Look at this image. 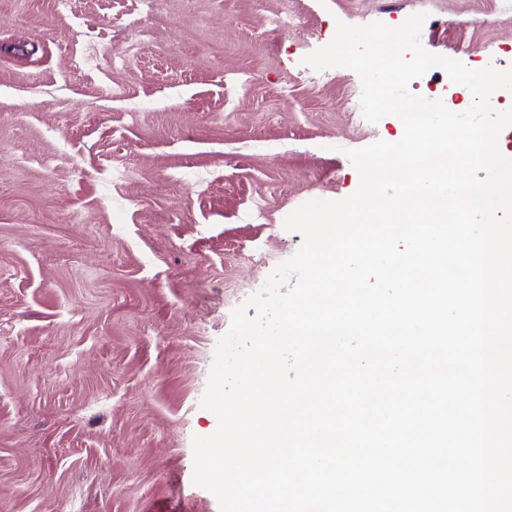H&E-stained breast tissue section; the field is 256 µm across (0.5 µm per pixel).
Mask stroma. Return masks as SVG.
I'll return each instance as SVG.
<instances>
[{"label": "stroma", "mask_w": 512, "mask_h": 512, "mask_svg": "<svg viewBox=\"0 0 512 512\" xmlns=\"http://www.w3.org/2000/svg\"><path fill=\"white\" fill-rule=\"evenodd\" d=\"M418 12L429 52L512 66V0H0V512H220L216 344L300 247L286 217L403 131L303 59Z\"/></svg>", "instance_id": "35a3bbf8"}]
</instances>
